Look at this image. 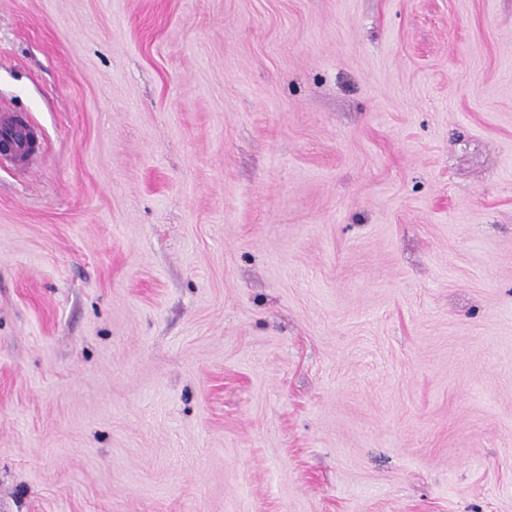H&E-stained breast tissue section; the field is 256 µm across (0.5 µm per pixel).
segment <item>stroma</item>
<instances>
[{"mask_svg":"<svg viewBox=\"0 0 512 512\" xmlns=\"http://www.w3.org/2000/svg\"><path fill=\"white\" fill-rule=\"evenodd\" d=\"M0 512H512V0H0ZM0 140L10 144V152L4 154L0 151L1 161L17 163L34 155L41 145V134L30 121H18L17 117L0 110Z\"/></svg>","mask_w":512,"mask_h":512,"instance_id":"obj_1","label":"stroma"}]
</instances>
